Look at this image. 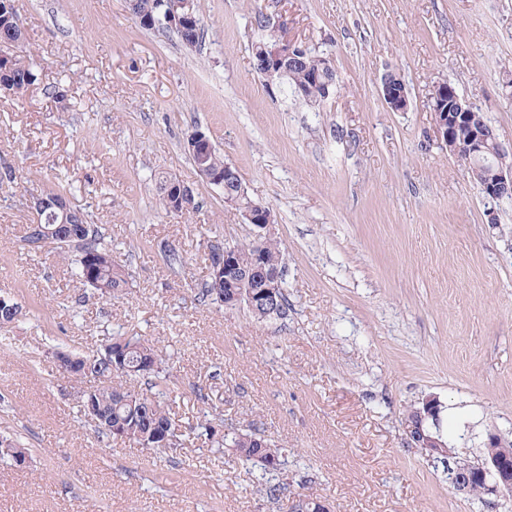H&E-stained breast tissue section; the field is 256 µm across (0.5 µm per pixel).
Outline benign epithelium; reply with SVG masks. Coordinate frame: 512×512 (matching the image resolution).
<instances>
[{
	"label": "benign epithelium",
	"mask_w": 512,
	"mask_h": 512,
	"mask_svg": "<svg viewBox=\"0 0 512 512\" xmlns=\"http://www.w3.org/2000/svg\"><path fill=\"white\" fill-rule=\"evenodd\" d=\"M194 0H177L167 12L166 24L174 30H183L195 26L196 17L193 12ZM19 40L0 41V66L10 68L17 62L14 53ZM301 55L299 44L283 36L274 37L272 47L265 48L261 57L269 65L266 74L271 76L287 68L288 60L297 59ZM381 95L386 105L394 112H403L408 106L406 88H395L388 82H382ZM451 100L456 103L452 112L444 109V102ZM433 125L441 143L448 147V153L467 165L468 173L478 179L481 167L472 164V160L487 154L495 161L496 172L491 180L479 179L482 193L489 199L497 200L506 193H512V151L503 148L495 133L483 128L471 129L468 136L460 138L458 128L469 118L471 108L458 95L451 82L437 85V93L432 103ZM188 153L203 161L215 151L212 141L202 132H195L187 138ZM198 173L211 185L224 190V204L241 212L247 224L253 227L250 243L254 255H259L266 243L273 238V216L266 207L251 202L240 203L246 196V190L240 176L234 168L226 164L220 173L208 166H198ZM168 210L175 214H185L193 205V188L183 181L171 177L165 193ZM29 207L40 216L52 210L56 220L65 223L70 202L66 198L49 201L36 197L29 201ZM214 258L213 271L224 274V287L227 288L228 303L237 308H245L254 312L260 308L274 306L278 293L283 288L284 272L279 269H267L262 265L244 268L239 264L237 248L232 245H214L211 252ZM441 404L437 397L428 396L422 401V407L413 411V416L405 419L406 434L410 442L417 448L428 453V457L436 458L435 451L445 449L443 456L450 459L453 451L447 448L442 436L434 431L438 426ZM448 480L454 490L460 494H468L479 488L487 497H499L512 491V462L490 454L482 463L471 465L467 462H454L448 470Z\"/></svg>",
	"instance_id": "obj_1"
}]
</instances>
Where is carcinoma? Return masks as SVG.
I'll list each match as a JSON object with an SVG mask.
<instances>
[{
    "label": "carcinoma",
    "mask_w": 512,
    "mask_h": 512,
    "mask_svg": "<svg viewBox=\"0 0 512 512\" xmlns=\"http://www.w3.org/2000/svg\"><path fill=\"white\" fill-rule=\"evenodd\" d=\"M15 0H0V38L16 37L12 24L16 14L12 3ZM173 0H138L129 9L134 19L145 12L156 18L168 12ZM321 55L307 50L304 61L307 66L294 67L287 75L292 93L306 86V99L312 100L319 88L310 81V73L315 71V62ZM38 71L33 64L25 68L0 71V83L13 89V94L23 95L37 84ZM73 223L60 228L62 235L55 236L54 248L59 254L75 253L73 275L83 284L108 296H118L128 288V273L123 266L112 259V245L105 242L93 225L87 223L85 213L73 208ZM56 225L41 220L30 224L25 233V242L35 253L42 250V241L47 239L45 230ZM201 301L208 299L224 302V279L210 273L199 292ZM26 316L22 305L13 297L4 296L0 303V322H19L16 314ZM77 367L67 374L74 382L92 379L95 384L83 391L79 402L80 412L95 424L98 432L114 441L128 442L165 453L185 445L186 438L180 429L176 414L166 409L163 397L166 395L167 369L162 352L142 336H114L105 347L96 352L75 353ZM144 379L146 389L135 390L111 383L112 377ZM214 448H229L241 460L260 465L266 480L263 493L275 501L280 498L283 483L277 480L281 473L282 453L270 440L251 430L226 432L220 423L206 420L199 426ZM26 447L17 439L0 434V459L9 460Z\"/></svg>",
    "instance_id": "1"
}]
</instances>
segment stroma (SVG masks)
<instances>
[{
    "mask_svg": "<svg viewBox=\"0 0 512 512\" xmlns=\"http://www.w3.org/2000/svg\"><path fill=\"white\" fill-rule=\"evenodd\" d=\"M15 6L39 82L0 92V169L15 173L0 185V294L27 313L0 328V433L31 460H0V512H290L300 493L331 512H512V496L454 491L403 428L434 395L457 460L480 462L489 435L512 441V199L484 196L431 116L434 86L452 82L512 149V0H200L193 49L141 28L127 0ZM283 20L332 58L327 100L255 72L253 46ZM388 72L407 111L380 95ZM197 130L274 216L286 319L198 299L210 245L251 230L194 167ZM161 175L193 186L199 208L165 213ZM56 188L111 242L130 274L122 297L29 250V200ZM134 335L162 348L183 423L217 417L281 448L279 500L230 450L97 436L53 352Z\"/></svg>",
    "mask_w": 512,
    "mask_h": 512,
    "instance_id": "obj_1",
    "label": "stroma"
}]
</instances>
